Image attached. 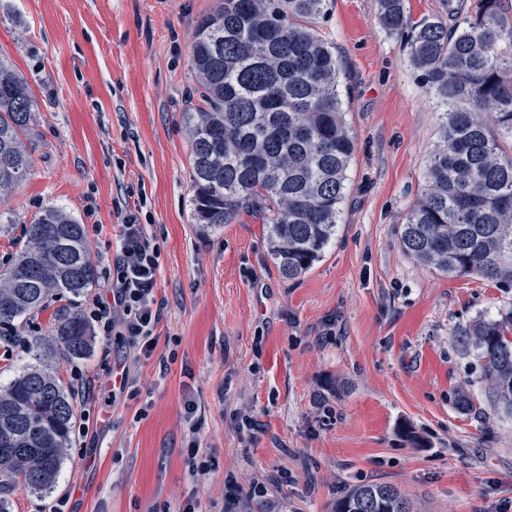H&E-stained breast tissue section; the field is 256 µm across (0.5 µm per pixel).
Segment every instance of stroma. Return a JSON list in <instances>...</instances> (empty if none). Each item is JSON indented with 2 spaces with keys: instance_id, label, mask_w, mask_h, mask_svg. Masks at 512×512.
<instances>
[{
  "instance_id": "35a3bbf8",
  "label": "stroma",
  "mask_w": 512,
  "mask_h": 512,
  "mask_svg": "<svg viewBox=\"0 0 512 512\" xmlns=\"http://www.w3.org/2000/svg\"><path fill=\"white\" fill-rule=\"evenodd\" d=\"M217 0H0V58L33 97L28 171L0 208V265L48 206L84 224L105 269L127 215L160 250L154 347L95 332L59 373L79 409L55 490L13 512H227L224 482L269 483L285 512H331L350 486L400 488L414 512H512V417L453 333L512 307L486 279L404 255L399 227L437 143L432 98L375 0H330L356 150L336 243L286 280L261 216L195 223L186 112L199 20ZM53 304L0 341V383L32 363ZM125 389L113 391L116 375ZM468 391L469 409L456 405ZM193 414H186V404ZM213 467L195 476L190 441Z\"/></svg>"
}]
</instances>
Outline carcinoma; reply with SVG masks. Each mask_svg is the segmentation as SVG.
Returning a JSON list of instances; mask_svg holds the SVG:
<instances>
[{
	"label": "carcinoma",
	"instance_id": "obj_1",
	"mask_svg": "<svg viewBox=\"0 0 512 512\" xmlns=\"http://www.w3.org/2000/svg\"><path fill=\"white\" fill-rule=\"evenodd\" d=\"M329 0H218L191 48L203 107L185 113L192 204L199 224L221 227L258 211L281 276L296 280L336 242L355 153L335 46L316 25ZM375 17L408 34V57L435 99L440 139L420 194L400 226L403 253L450 277L478 275L512 290V20L502 0H476L453 18L412 21L406 0H375ZM32 93L0 60V195L29 165ZM98 278L83 225L48 207L0 270V338L49 301L76 300ZM456 343L480 363L493 405L512 416V308L479 318ZM43 353L0 387V512L14 491H54L78 406L54 363L85 358L93 339L72 313L56 320ZM412 512L395 486L367 482L333 512Z\"/></svg>",
	"mask_w": 512,
	"mask_h": 512
}]
</instances>
